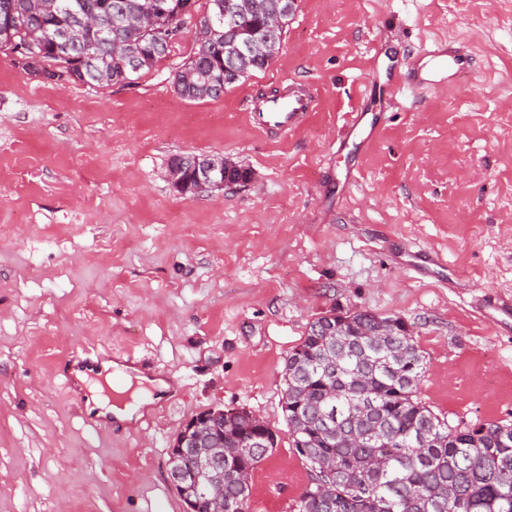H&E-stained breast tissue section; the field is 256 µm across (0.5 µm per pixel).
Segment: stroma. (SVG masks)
<instances>
[{"label":"stroma","mask_w":512,"mask_h":512,"mask_svg":"<svg viewBox=\"0 0 512 512\" xmlns=\"http://www.w3.org/2000/svg\"><path fill=\"white\" fill-rule=\"evenodd\" d=\"M168 56L130 85L59 86L0 50V512H186L167 474L182 425L243 409L277 435L247 512H298L314 473L282 409L285 362L325 313L408 325L424 356L415 397L450 423L512 422V0H298L279 56L218 99ZM472 57L453 86L404 94L370 73L424 48ZM317 85L307 124L271 140L252 102ZM385 126L353 160L338 129L358 107ZM222 155L248 184L187 199L173 155ZM441 252L443 278L404 251ZM114 349L174 389L163 410L108 436L87 423L57 363Z\"/></svg>","instance_id":"obj_1"}]
</instances>
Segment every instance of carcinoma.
I'll use <instances>...</instances> for the list:
<instances>
[{
	"mask_svg": "<svg viewBox=\"0 0 512 512\" xmlns=\"http://www.w3.org/2000/svg\"><path fill=\"white\" fill-rule=\"evenodd\" d=\"M225 0H0V48L20 45L53 68L59 76L99 88L128 85L168 54L167 38L193 16L194 52L176 71V92L188 100L215 99L224 91L263 70L279 55L290 21L271 35L259 59L234 56L231 48L261 36L266 17L281 9L282 0H232L239 6L235 21L215 23ZM151 11L156 35L134 26L117 48L97 30L79 26L88 12L110 28L117 12L134 16ZM71 32L65 50L46 33ZM194 74L184 83L185 73ZM309 329L285 362L286 393L295 397L288 421L298 420L301 432L291 434L292 447L314 472L302 493L298 512H512V423L488 426L452 425L414 399L424 369V356L412 334L396 337L404 346L399 362L382 348L364 353L336 343V360L322 363L323 373L309 375L305 363L320 357V341ZM336 416V435H323L320 425ZM224 446L244 442L252 421L224 418ZM369 432L359 445L349 443L353 429ZM269 454L263 448L224 462V505L227 512H247L249 475ZM318 456L336 458V473L322 472ZM331 486L324 498L318 488Z\"/></svg>",
	"mask_w": 512,
	"mask_h": 512,
	"instance_id": "cac0c4a2",
	"label": "carcinoma"
}]
</instances>
